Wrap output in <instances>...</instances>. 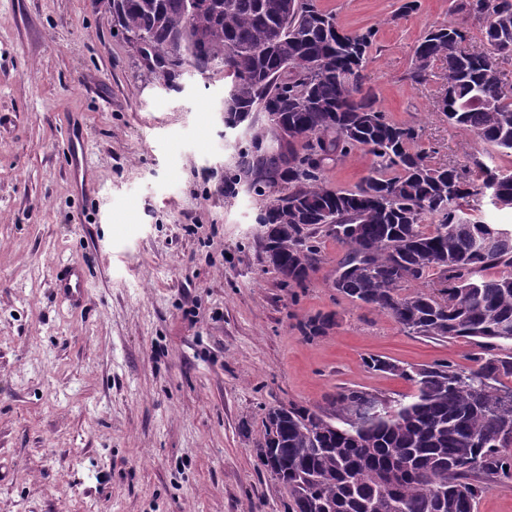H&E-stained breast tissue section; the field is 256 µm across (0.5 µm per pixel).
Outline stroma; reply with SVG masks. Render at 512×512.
Returning a JSON list of instances; mask_svg holds the SVG:
<instances>
[{
  "mask_svg": "<svg viewBox=\"0 0 512 512\" xmlns=\"http://www.w3.org/2000/svg\"><path fill=\"white\" fill-rule=\"evenodd\" d=\"M318 0L346 30L376 26L367 72L387 117L415 126L429 164L466 165L484 143L437 101L448 70L411 83L412 47L458 22L454 0ZM223 70L151 78L90 0H0V512H285L288 490L261 464L267 408L330 412L336 391L392 400L404 367L467 369L476 339L405 333L330 286L347 249L320 237L322 262L283 286L263 251L262 205L236 175L250 126H224ZM83 123L81 193L70 119ZM375 158L329 166L352 189ZM87 263L82 305L52 288L59 263ZM326 317L316 336L302 326Z\"/></svg>",
  "mask_w": 512,
  "mask_h": 512,
  "instance_id": "35a3bbf8",
  "label": "stroma"
}]
</instances>
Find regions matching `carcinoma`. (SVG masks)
Here are the masks:
<instances>
[{
	"instance_id": "carcinoma-1",
	"label": "carcinoma",
	"mask_w": 512,
	"mask_h": 512,
	"mask_svg": "<svg viewBox=\"0 0 512 512\" xmlns=\"http://www.w3.org/2000/svg\"><path fill=\"white\" fill-rule=\"evenodd\" d=\"M138 52L155 59L154 79L179 91L182 69H224L229 112L269 114L241 151L243 173L260 196L275 188L259 223L267 227L266 260L284 285L300 284L321 262L318 229L347 247L336 264V292L391 315L408 332L435 340L480 338L489 352L467 371L439 361L400 369L414 392L393 401L391 415L367 422L365 403L386 399L343 389L324 415L296 405L268 409L257 444L261 463L288 488L287 512H474L483 479L512 481V241L479 217L482 195L498 184L512 198V175L474 155L478 179L454 165L433 167L412 149V125L393 122L377 105L366 60L370 26L348 31L317 0H93ZM453 11L486 18L482 52L461 55L467 29H429L412 48L407 79L427 80L431 62L448 73L441 109L500 156L512 157V94L494 76L512 57V0H454ZM366 148L372 171L353 189L330 187L329 161ZM435 228L425 231L426 217ZM358 224L356 234L335 228ZM501 268L490 278L482 270ZM437 288H425L429 277ZM399 479L384 484L382 473Z\"/></svg>"
}]
</instances>
